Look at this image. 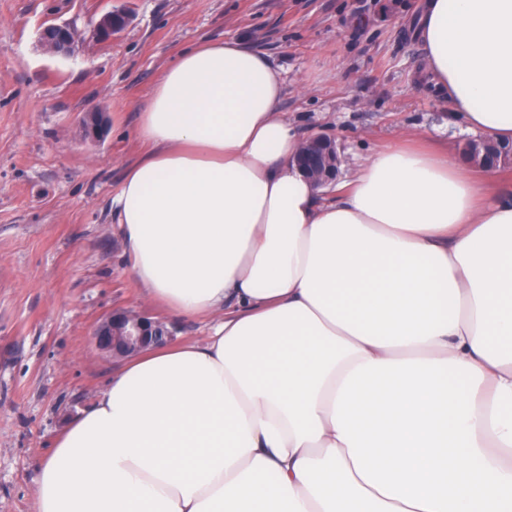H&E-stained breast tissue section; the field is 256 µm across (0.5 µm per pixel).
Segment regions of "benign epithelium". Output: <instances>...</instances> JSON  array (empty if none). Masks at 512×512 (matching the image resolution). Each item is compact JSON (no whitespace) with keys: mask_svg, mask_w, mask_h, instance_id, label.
Listing matches in <instances>:
<instances>
[{"mask_svg":"<svg viewBox=\"0 0 512 512\" xmlns=\"http://www.w3.org/2000/svg\"><path fill=\"white\" fill-rule=\"evenodd\" d=\"M128 15L120 10L103 14L94 32L99 40H107L122 29ZM42 45L58 54L74 52L79 37L66 25L49 24L41 32ZM84 136L99 139L105 131V119L99 112H87L81 118ZM466 160L484 170L512 163V149L505 150L489 138L473 140L464 148ZM299 168L318 186H326L339 176L341 148L336 138L317 134L307 140L296 158ZM173 339L167 323L146 314L116 310L106 316L94 329L91 341L95 348L114 358H125L150 346H160Z\"/></svg>","mask_w":512,"mask_h":512,"instance_id":"benign-epithelium-1","label":"benign epithelium"}]
</instances>
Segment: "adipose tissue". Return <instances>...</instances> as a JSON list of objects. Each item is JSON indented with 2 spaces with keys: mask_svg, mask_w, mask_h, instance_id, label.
Listing matches in <instances>:
<instances>
[{
  "mask_svg": "<svg viewBox=\"0 0 512 512\" xmlns=\"http://www.w3.org/2000/svg\"><path fill=\"white\" fill-rule=\"evenodd\" d=\"M414 35L449 124L512 142V0H424ZM284 86L236 38L156 82L111 217L215 322L111 374L38 512H512V193L399 142L316 186Z\"/></svg>",
  "mask_w": 512,
  "mask_h": 512,
  "instance_id": "adipose-tissue-1",
  "label": "adipose tissue"
}]
</instances>
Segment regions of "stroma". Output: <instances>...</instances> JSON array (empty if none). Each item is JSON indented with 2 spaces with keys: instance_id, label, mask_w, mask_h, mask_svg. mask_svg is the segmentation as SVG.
<instances>
[{
  "instance_id": "1",
  "label": "stroma",
  "mask_w": 512,
  "mask_h": 512,
  "mask_svg": "<svg viewBox=\"0 0 512 512\" xmlns=\"http://www.w3.org/2000/svg\"><path fill=\"white\" fill-rule=\"evenodd\" d=\"M422 0H0V512H37L36 481L59 431L89 407L119 361L91 342L113 310L166 321L175 343L211 320L149 299L122 254L109 201L142 153L140 109L163 70L198 41L234 36L269 55L286 83L280 112L335 136L342 171L395 138L468 133L421 78L413 30ZM111 10L133 15L98 41ZM67 23L68 57L39 31ZM107 120L86 139L85 112Z\"/></svg>"
}]
</instances>
